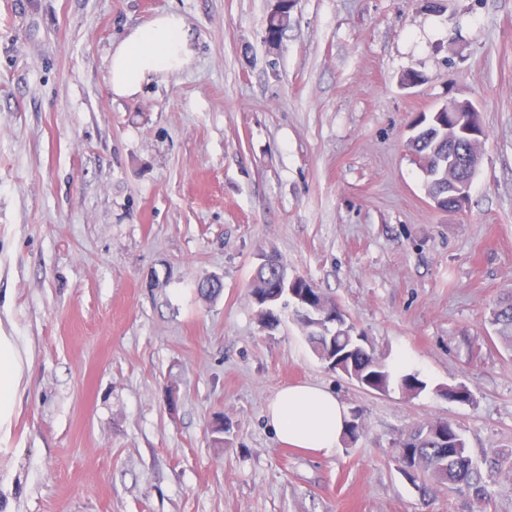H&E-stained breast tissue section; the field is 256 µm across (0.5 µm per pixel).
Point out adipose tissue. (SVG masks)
<instances>
[{
	"instance_id": "1",
	"label": "adipose tissue",
	"mask_w": 512,
	"mask_h": 512,
	"mask_svg": "<svg viewBox=\"0 0 512 512\" xmlns=\"http://www.w3.org/2000/svg\"><path fill=\"white\" fill-rule=\"evenodd\" d=\"M184 18L174 12L131 30L114 45L109 88L114 97L133 98L153 79L181 72L193 59ZM24 355L14 337L0 333V437H10ZM267 418L280 441L331 455L348 418L346 407L324 388L302 384L280 390Z\"/></svg>"
}]
</instances>
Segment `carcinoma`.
<instances>
[{
	"label": "carcinoma",
	"instance_id": "cac0c4a2",
	"mask_svg": "<svg viewBox=\"0 0 512 512\" xmlns=\"http://www.w3.org/2000/svg\"><path fill=\"white\" fill-rule=\"evenodd\" d=\"M290 8L291 3L283 0L277 12L270 16L266 33L270 34L272 41L279 39L288 24ZM458 116L465 118L468 113H455L450 118L448 113L443 112L437 121L423 113L415 120L418 132L407 141V149L422 162L427 175L428 195L445 199L449 206L454 203L449 187L473 178L472 171L465 165L457 163L448 167L449 160H458L474 151L471 139L457 133L454 118ZM267 261L275 264V267L270 268L265 264L258 267L250 293L260 308L262 326L272 329L279 323L275 306L284 298L291 304L294 299L283 289L273 288L278 280L281 262L273 257L267 258ZM288 287L303 299L302 305L318 315L337 310L336 303L308 279H290ZM294 317L306 329V339L324 363L346 373L349 379L368 391L381 394L389 392L394 382L393 375L375 349L357 345L353 334L341 324L335 326L326 323L321 328L311 318L304 320L298 313ZM489 325L495 338L512 352V293L497 300L490 313ZM396 382L401 391L410 396H417L427 388V383L412 373L401 376ZM439 392L455 402H468L472 398L471 391L465 385L443 387ZM393 458L397 462L402 459L409 461L412 470L410 483L421 496H429L441 487H466L472 490L477 512H485L488 498L482 475L455 422L431 419L414 425L393 443ZM484 464L493 475H512V455L505 454L501 449L491 450L490 455L484 458Z\"/></svg>",
	"mask_w": 512,
	"mask_h": 512
}]
</instances>
